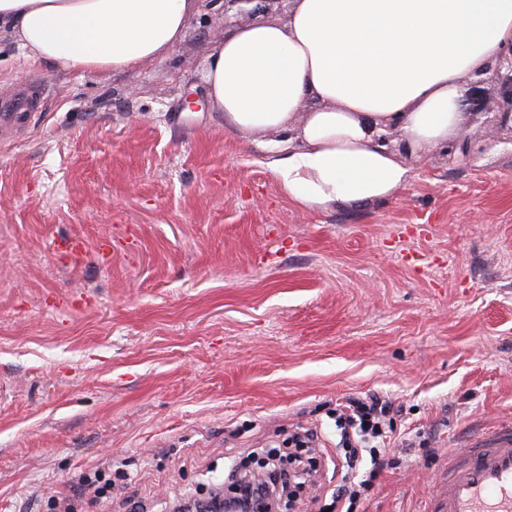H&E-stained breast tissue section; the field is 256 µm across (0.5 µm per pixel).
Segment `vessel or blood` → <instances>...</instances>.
<instances>
[{
  "label": "vessel or blood",
  "mask_w": 512,
  "mask_h": 512,
  "mask_svg": "<svg viewBox=\"0 0 512 512\" xmlns=\"http://www.w3.org/2000/svg\"><path fill=\"white\" fill-rule=\"evenodd\" d=\"M41 86L9 101L0 134L26 127L43 101ZM429 512H512V422L469 435L463 449L449 450L440 465Z\"/></svg>",
  "instance_id": "obj_1"
}]
</instances>
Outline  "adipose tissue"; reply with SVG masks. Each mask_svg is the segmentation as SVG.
<instances>
[{
    "mask_svg": "<svg viewBox=\"0 0 512 512\" xmlns=\"http://www.w3.org/2000/svg\"><path fill=\"white\" fill-rule=\"evenodd\" d=\"M195 2L0 0V27L31 62L126 71L179 43ZM511 42L512 0H292L286 19L215 40L208 96L234 130L278 134L272 171L297 204L381 201L411 169L376 135L395 127L414 153L447 143L464 77Z\"/></svg>",
    "mask_w": 512,
    "mask_h": 512,
    "instance_id": "obj_1",
    "label": "adipose tissue"
}]
</instances>
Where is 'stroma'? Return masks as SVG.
<instances>
[{
    "instance_id": "35a3bbf8",
    "label": "stroma",
    "mask_w": 512,
    "mask_h": 512,
    "mask_svg": "<svg viewBox=\"0 0 512 512\" xmlns=\"http://www.w3.org/2000/svg\"><path fill=\"white\" fill-rule=\"evenodd\" d=\"M219 10L129 72L29 65L0 32V512H164L247 448L389 397L394 465L359 512H424L437 465L512 421V138L486 115L461 165L427 147L392 197L322 209L270 170L276 134L231 130L206 72ZM102 471L112 498L84 488ZM43 89L40 85H31L23 94L7 104L10 112L0 113V134L6 136L29 125L36 117V110L43 101Z\"/></svg>"
}]
</instances>
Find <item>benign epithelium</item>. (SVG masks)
<instances>
[{"mask_svg":"<svg viewBox=\"0 0 512 512\" xmlns=\"http://www.w3.org/2000/svg\"><path fill=\"white\" fill-rule=\"evenodd\" d=\"M285 0H224V24L236 23L243 16L266 18L282 10ZM463 111L492 115L493 124L512 135V46L500 53L485 69L467 76ZM475 148L467 134L448 142L444 153L450 160L463 162Z\"/></svg>","mask_w":512,"mask_h":512,"instance_id":"7a95c632","label":"benign epithelium"}]
</instances>
